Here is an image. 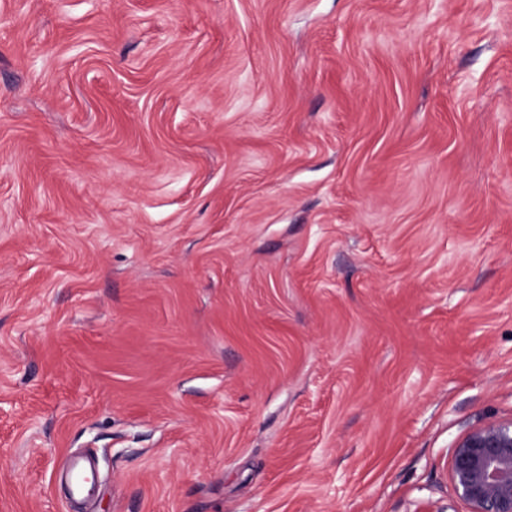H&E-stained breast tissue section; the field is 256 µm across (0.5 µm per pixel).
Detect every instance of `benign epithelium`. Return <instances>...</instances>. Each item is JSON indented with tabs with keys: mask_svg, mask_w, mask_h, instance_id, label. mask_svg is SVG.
<instances>
[{
	"mask_svg": "<svg viewBox=\"0 0 512 512\" xmlns=\"http://www.w3.org/2000/svg\"><path fill=\"white\" fill-rule=\"evenodd\" d=\"M447 468L467 512H512V421L469 432L452 448Z\"/></svg>",
	"mask_w": 512,
	"mask_h": 512,
	"instance_id": "7a95c632",
	"label": "benign epithelium"
}]
</instances>
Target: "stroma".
I'll return each mask as SVG.
<instances>
[{
  "label": "stroma",
  "instance_id": "1",
  "mask_svg": "<svg viewBox=\"0 0 512 512\" xmlns=\"http://www.w3.org/2000/svg\"><path fill=\"white\" fill-rule=\"evenodd\" d=\"M512 420V0H0V512H463ZM447 468L466 512H512V421L469 432L452 448Z\"/></svg>",
  "mask_w": 512,
  "mask_h": 512
}]
</instances>
